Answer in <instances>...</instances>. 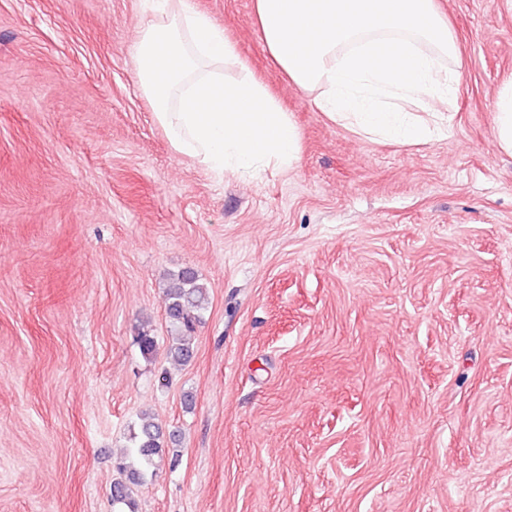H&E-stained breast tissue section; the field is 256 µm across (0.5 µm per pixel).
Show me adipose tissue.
Returning <instances> with one entry per match:
<instances>
[{
  "label": "adipose tissue",
  "instance_id": "1",
  "mask_svg": "<svg viewBox=\"0 0 512 512\" xmlns=\"http://www.w3.org/2000/svg\"><path fill=\"white\" fill-rule=\"evenodd\" d=\"M264 45L327 118L406 143L449 136L458 46L436 0H253Z\"/></svg>",
  "mask_w": 512,
  "mask_h": 512
}]
</instances>
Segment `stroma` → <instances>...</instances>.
I'll return each mask as SVG.
<instances>
[{"label":"stroma","mask_w":512,"mask_h":512,"mask_svg":"<svg viewBox=\"0 0 512 512\" xmlns=\"http://www.w3.org/2000/svg\"><path fill=\"white\" fill-rule=\"evenodd\" d=\"M437 3L453 131L400 144L319 112L252 0H193L236 46L225 79L249 67L300 132L294 169L242 181L155 122L147 0H0V512H113L145 410L178 439L125 512H512V0ZM185 267L210 304L180 366ZM494 134L501 151L512 155V81L504 83L494 100ZM165 297L167 316L175 331L167 345V355L173 361L185 364L195 354L192 332L208 308V287L194 271L182 269L169 275Z\"/></svg>","instance_id":"35a3bbf8"}]
</instances>
